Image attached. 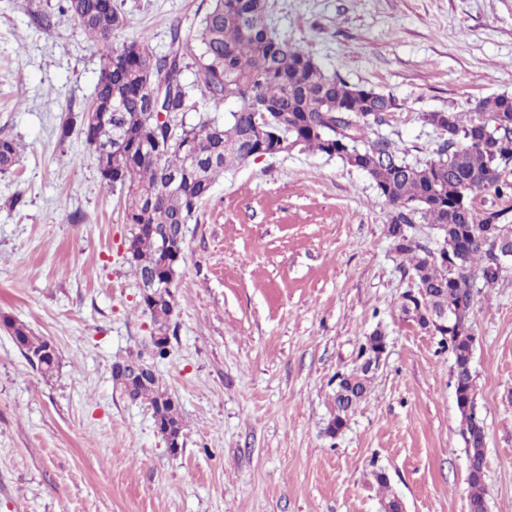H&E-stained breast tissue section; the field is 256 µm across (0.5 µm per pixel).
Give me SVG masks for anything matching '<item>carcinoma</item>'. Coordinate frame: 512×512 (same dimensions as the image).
Masks as SVG:
<instances>
[{"label": "carcinoma", "instance_id": "cac0c4a2", "mask_svg": "<svg viewBox=\"0 0 512 512\" xmlns=\"http://www.w3.org/2000/svg\"><path fill=\"white\" fill-rule=\"evenodd\" d=\"M66 9L92 39L109 47L124 26V18L108 0H65ZM171 51L154 54L148 43L131 40L108 51L95 88L94 107L101 113L97 135L117 132L110 152L95 155L104 186L124 195V221L131 225L126 263L137 281L151 276L163 291L141 294V305L154 326L149 353L138 352L112 363V379L132 403L153 410L155 425L173 439L184 434L178 405L162 389L156 363L170 356L171 292L186 224L227 169L261 155L298 149L336 156L364 172L378 195L391 206L388 233L396 252L411 263L422 306L409 313L401 301V317L432 336L448 337L453 355L451 377L458 394L462 435L467 456L485 468L486 433L474 405V378L468 369L470 350L462 332L471 327L475 298L495 282L501 269L494 247L512 245V207L491 203L474 206L480 193L512 199V96L485 98L461 112H425L423 122L439 135L434 156L422 163L407 161L391 139L373 131L384 114L396 107L391 95L352 85L325 71L299 45L269 23L268 0H207L194 34L170 28ZM202 75V96L214 107H237L220 123L208 114L186 121L189 93L183 73L189 65ZM165 83L161 109L167 120L150 112L157 81ZM19 145L0 137V173L19 160ZM181 172L179 186L167 187L165 175ZM421 219L439 230L435 249L408 233ZM439 304L461 311L460 320L446 328L429 325L428 308ZM12 336L31 366L42 376L56 369L52 342L11 325ZM386 334L374 329L358 357L382 352ZM371 371L358 365L338 375L334 401L337 414L326 428L333 437L365 401ZM467 502L485 499L484 476L468 478Z\"/></svg>", "mask_w": 512, "mask_h": 512}]
</instances>
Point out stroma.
Here are the masks:
<instances>
[{
	"label": "stroma",
	"mask_w": 512,
	"mask_h": 512,
	"mask_svg": "<svg viewBox=\"0 0 512 512\" xmlns=\"http://www.w3.org/2000/svg\"><path fill=\"white\" fill-rule=\"evenodd\" d=\"M115 2L126 26L107 47L61 0H0V137L23 146L0 173V512H382L378 470L405 512H465L452 355L399 318L414 279L391 207L339 158L294 150L226 170L187 224L158 367L186 422L178 453L116 388L113 362L145 350L153 324L124 259L123 197L57 130L91 102L107 48L143 38L166 54L170 26L206 0ZM269 15L327 71L393 95L379 132L411 162L436 147L423 113L512 96V0H269ZM9 320L54 344L53 376ZM470 321L489 512H512V264ZM378 327L387 355L329 437L335 376Z\"/></svg>",
	"instance_id": "stroma-1"
}]
</instances>
